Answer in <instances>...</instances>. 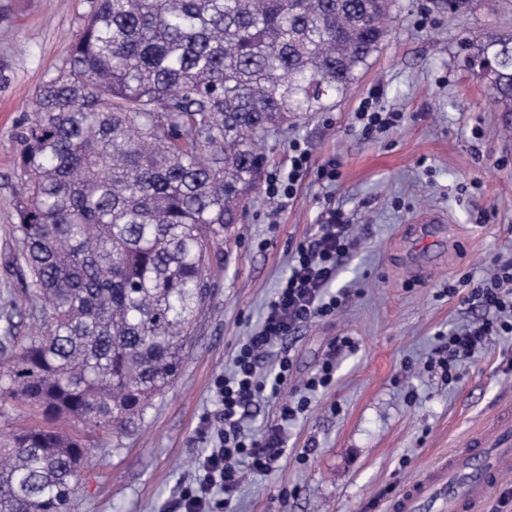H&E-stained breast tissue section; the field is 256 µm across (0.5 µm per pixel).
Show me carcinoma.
<instances>
[{"instance_id": "obj_1", "label": "carcinoma", "mask_w": 512, "mask_h": 512, "mask_svg": "<svg viewBox=\"0 0 512 512\" xmlns=\"http://www.w3.org/2000/svg\"><path fill=\"white\" fill-rule=\"evenodd\" d=\"M398 0H93L19 134L13 256L31 327L0 329V400L121 436L177 380L207 268L268 132L331 107ZM512 114V36L476 46ZM95 449L0 435V512H71Z\"/></svg>"}]
</instances>
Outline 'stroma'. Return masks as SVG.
<instances>
[{"instance_id": "1", "label": "stroma", "mask_w": 512, "mask_h": 512, "mask_svg": "<svg viewBox=\"0 0 512 512\" xmlns=\"http://www.w3.org/2000/svg\"><path fill=\"white\" fill-rule=\"evenodd\" d=\"M91 8V0H0V300L13 297L18 318L28 304L5 266L19 248L8 229L19 191L17 134ZM390 29L331 108L264 138L266 174L287 168L295 140L309 146L312 167L286 208L275 210L259 188L239 223L225 228L174 386L121 439L66 423L100 449L72 512H164L204 446L198 430L216 409L214 377L231 371L297 246L333 213L356 241L333 284L350 298L283 341L292 360L285 395L317 372L336 338L356 348L337 355L333 386L312 395L285 431L276 469L249 475L232 512H387L395 492L512 406V336L489 341L456 382L427 365L439 335L485 315L471 289L494 263L512 262V125L464 63L467 44L512 33V0H473L456 15L434 0H399ZM367 99L399 113L396 125L363 135L354 114ZM328 164L332 182L317 174ZM432 214L441 222L431 240L416 238Z\"/></svg>"}]
</instances>
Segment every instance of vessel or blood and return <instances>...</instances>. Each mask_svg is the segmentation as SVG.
Listing matches in <instances>:
<instances>
[{"instance_id":"b4317fda","label":"vessel or blood","mask_w":512,"mask_h":512,"mask_svg":"<svg viewBox=\"0 0 512 512\" xmlns=\"http://www.w3.org/2000/svg\"><path fill=\"white\" fill-rule=\"evenodd\" d=\"M512 471V412L472 438L447 464L428 470L390 503L391 512H471L503 473Z\"/></svg>"}]
</instances>
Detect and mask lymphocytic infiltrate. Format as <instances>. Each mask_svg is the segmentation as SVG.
Returning <instances> with one entry per match:
<instances>
[{
    "mask_svg": "<svg viewBox=\"0 0 512 512\" xmlns=\"http://www.w3.org/2000/svg\"><path fill=\"white\" fill-rule=\"evenodd\" d=\"M310 166L309 150L293 142L287 170L270 176L266 195L287 205ZM354 247L349 225L335 216L299 244L259 328L240 343L232 371L213 382L218 411L215 416L205 417L203 432L215 437L217 444L197 459L194 483L172 502V512H228L240 490L244 470L267 474L275 468L284 454L281 424L306 411L312 394L332 385L336 356L343 348L351 347L352 341L346 336L337 339L318 372L304 382L301 396L281 402L280 425L257 434L245 425L249 407L261 398L277 397L290 379L292 368L288 356L282 354L272 372L264 376L258 371L259 361L300 327L332 315L346 304L347 293L332 291L331 285ZM470 299L491 310V317L449 330L435 356L428 359L429 364L442 368L451 383L458 380L461 366L493 337L512 335V262L498 265L490 278L472 289Z\"/></svg>",
    "mask_w": 512,
    "mask_h": 512,
    "instance_id": "f902f5d3",
    "label": "lymphocytic infiltrate"
}]
</instances>
